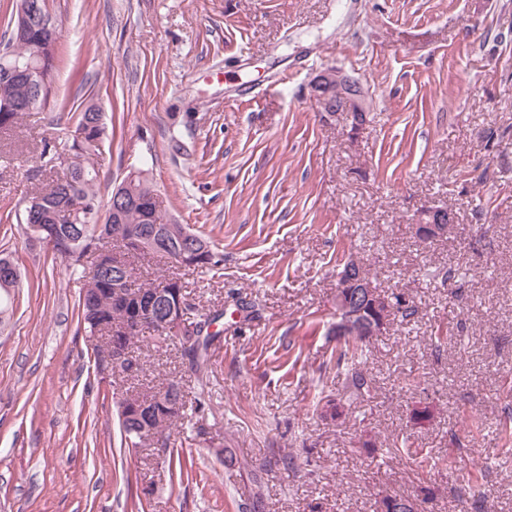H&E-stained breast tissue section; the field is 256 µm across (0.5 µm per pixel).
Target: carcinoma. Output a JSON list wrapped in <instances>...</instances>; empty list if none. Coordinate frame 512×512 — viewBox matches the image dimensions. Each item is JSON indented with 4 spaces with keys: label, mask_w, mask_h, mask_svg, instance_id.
<instances>
[{
    "label": "carcinoma",
    "mask_w": 512,
    "mask_h": 512,
    "mask_svg": "<svg viewBox=\"0 0 512 512\" xmlns=\"http://www.w3.org/2000/svg\"><path fill=\"white\" fill-rule=\"evenodd\" d=\"M58 37L40 40L46 65L40 78V89L33 91L28 86L17 83L4 92L11 104L12 112L3 113L0 118V142L12 144L15 129L21 118L27 114L26 105L33 101L38 109H46L53 98L54 76L56 72V46ZM97 103L91 102L71 113L68 123L74 126L63 146L47 138L37 144L36 172L47 179V183L34 187L23 199L20 221L27 230L35 232L37 225H51L58 234L73 240L72 247L78 256L65 258L68 266L80 271L84 284L79 294L78 320L85 332L93 336L104 328H120L137 306L143 305V298L162 294L165 306L183 304L186 315L195 316L192 330L182 336L160 330L161 316L143 323L136 333L125 337L129 348L145 334H153L163 341L174 342L182 357L188 359L190 369L200 374L210 364L209 350L217 334L209 331L211 325L221 317L219 312L200 313L178 277L169 275L154 283L136 267L135 259L146 255L138 250L135 240L154 239L162 249V255L175 257V264L185 267L215 269L224 263V256L216 252L203 237L190 233L183 234V224H171L162 213L158 195L146 177L145 170L139 168L131 173V192L138 202L126 208L121 222L100 219L101 204L97 189L98 171L90 159L99 154L107 137L105 115L95 111ZM82 206L83 223L69 222V207ZM127 228L123 237L128 242L113 246L114 229ZM184 254L185 260L176 259ZM390 301L397 309L401 320L415 314V308L401 293H390ZM366 342L347 338L344 340L337 360H345L349 367L345 374L344 388L350 395L363 398L375 389L374 379L363 367ZM132 402L128 403L124 416L119 418L121 445L136 448L139 439L136 430L149 426L171 437L172 426L185 415L186 401L181 383L169 379L141 391L131 392ZM238 512H267V502L261 493L237 504Z\"/></svg>",
    "instance_id": "obj_1"
}]
</instances>
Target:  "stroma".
<instances>
[{
	"label": "stroma",
	"mask_w": 512,
	"mask_h": 512,
	"mask_svg": "<svg viewBox=\"0 0 512 512\" xmlns=\"http://www.w3.org/2000/svg\"><path fill=\"white\" fill-rule=\"evenodd\" d=\"M47 8L60 32L55 107L24 118L0 157V251L22 272L0 326V512H236L257 487L269 512H374L393 492L468 512L476 479L481 512H512V0ZM327 67L367 93L359 135L323 122L310 97ZM89 100L112 129L95 159L101 202L147 165L167 216L224 255L222 269L182 272L196 304L222 313L208 371L156 336L138 344L143 382L180 379L192 405L173 430L192 452L183 483L169 455L122 447L128 385L89 358L82 283L18 219L37 183L33 147L66 139L59 115ZM492 128L505 137L488 139ZM428 206L456 217L431 244L411 226ZM340 257L416 309L370 339L376 391L364 399L336 365ZM327 395L344 403L333 422L313 410Z\"/></svg>",
	"instance_id": "1"
}]
</instances>
